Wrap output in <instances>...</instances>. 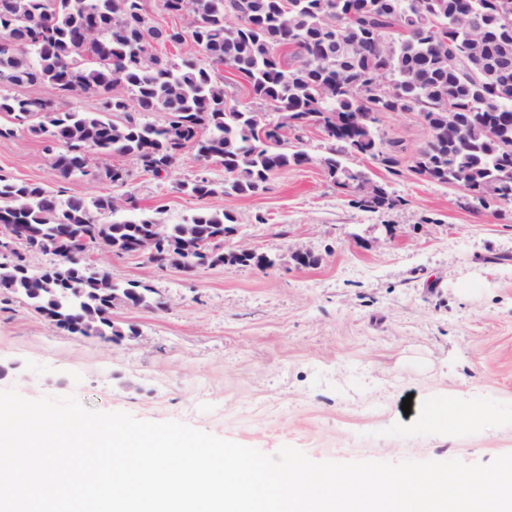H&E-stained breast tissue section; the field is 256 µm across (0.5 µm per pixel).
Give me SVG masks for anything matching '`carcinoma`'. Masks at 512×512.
Listing matches in <instances>:
<instances>
[{
    "instance_id": "obj_1",
    "label": "carcinoma",
    "mask_w": 512,
    "mask_h": 512,
    "mask_svg": "<svg viewBox=\"0 0 512 512\" xmlns=\"http://www.w3.org/2000/svg\"><path fill=\"white\" fill-rule=\"evenodd\" d=\"M196 21L189 40L206 62L186 55L176 62L160 56L143 63L144 49L156 42L178 44L179 31L154 25L146 0H0V28L9 27L24 49L0 42V78L13 85L46 84L64 95L91 93L101 97L102 111L124 115L113 121L98 113L61 111L42 98H21L0 91V138L26 129L48 147L58 145L53 168L63 178L85 174L87 150L127 156L143 170L159 175L184 151L203 160L217 158L229 183L223 192L253 195L267 189L276 173L311 161L304 150L279 143L270 103L298 115L316 113L327 143L320 164L336 187L360 192L359 209L374 212L400 202L384 184L350 167L345 159L366 155L386 170L400 160L388 154L377 127L339 126L336 120L353 112H388L395 104L364 98V78L382 66L401 96L418 103L430 131L420 162L434 181L483 190L487 187L512 200V59L499 60V49L512 44V0H292L283 14L282 0H194ZM468 8L485 29L479 55L482 63L456 64L437 46L448 49L468 40L469 30L457 19ZM243 22L224 23V15ZM339 23V30L330 25ZM353 47L343 69L321 61L336 49V34ZM291 51L295 63L284 65L274 49ZM228 66L249 84L261 108L228 105L214 68ZM123 89L126 94L117 93ZM453 106L468 126L471 146L458 149L439 128ZM163 112L156 125L144 120ZM204 198L217 194L204 176L181 185ZM124 200L99 195L61 199L38 183L14 182L0 175V223L19 224L29 246L50 256L35 271L15 253L0 258V294H21L35 310L54 318L71 334L109 340L123 335L109 318L112 298L124 296L133 305L158 308L164 302L152 289L112 280L83 258L71 256L79 241L125 251L135 239L153 234L166 239L174 259L187 271L199 266V255L184 254V233L195 227L204 240H224L234 228L230 213L202 209L180 224H163L139 209L128 191ZM129 211L134 216L103 226L93 214ZM273 269L266 255L231 256L227 266Z\"/></svg>"
}]
</instances>
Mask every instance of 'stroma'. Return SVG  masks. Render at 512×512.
<instances>
[{
    "mask_svg": "<svg viewBox=\"0 0 512 512\" xmlns=\"http://www.w3.org/2000/svg\"><path fill=\"white\" fill-rule=\"evenodd\" d=\"M11 94L94 112L97 97L48 85ZM384 140L400 142L391 173L349 158L389 186L396 207L355 208L326 178L325 143L310 129L291 140L309 163L279 172L253 196H188L180 184L224 183L218 160L185 151L161 176L126 156L91 155L86 174L64 180L42 140L0 138V174L53 192L111 193L104 168L129 169L140 208L165 224L197 209L232 213L225 250L246 247L276 268H157L145 258L94 250L114 281L155 289L164 308L119 307L112 320L137 335H71L22 296L0 300V389L30 400L71 395L101 412L178 421L272 455L291 446L315 462L405 460L487 464L512 454V204H467L461 189L410 170L429 132L412 114L385 113ZM315 265L298 269L296 249ZM410 412H403V401ZM478 412L451 429L426 425L444 402Z\"/></svg>",
    "mask_w": 512,
    "mask_h": 512,
    "instance_id": "obj_1",
    "label": "stroma"
}]
</instances>
